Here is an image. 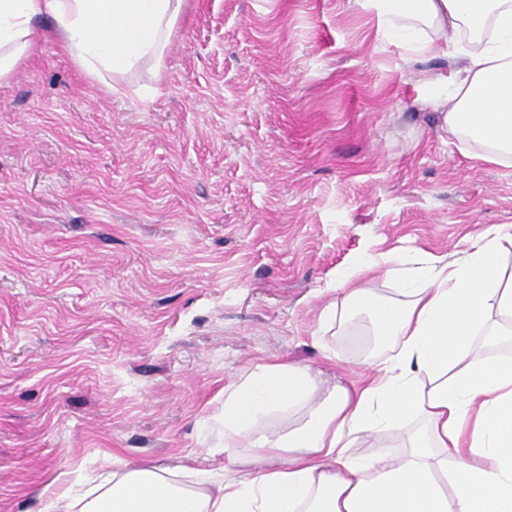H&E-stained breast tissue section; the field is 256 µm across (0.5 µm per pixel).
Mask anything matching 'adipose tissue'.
I'll return each instance as SVG.
<instances>
[{
    "mask_svg": "<svg viewBox=\"0 0 512 512\" xmlns=\"http://www.w3.org/2000/svg\"><path fill=\"white\" fill-rule=\"evenodd\" d=\"M411 59L454 60L415 103L433 113L442 141L473 159L512 163V0H349ZM185 0H0V81L29 50L34 24L51 20L74 62L93 78L160 64ZM512 225L499 224L450 261L419 264L392 249L337 274L321 325L363 314L396 354L352 385L308 365L270 361L225 387L227 466L185 486L113 457L86 491L56 482L35 512H512V356H483L475 338H512V280L500 258ZM397 277L398 300L374 289ZM288 411L287 427L264 424ZM414 418L403 453L368 462L349 448ZM272 465L250 473L240 449Z\"/></svg>",
    "mask_w": 512,
    "mask_h": 512,
    "instance_id": "adipose-tissue-1",
    "label": "adipose tissue"
}]
</instances>
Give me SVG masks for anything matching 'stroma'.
Segmentation results:
<instances>
[{
  "label": "stroma",
  "instance_id": "stroma-1",
  "mask_svg": "<svg viewBox=\"0 0 512 512\" xmlns=\"http://www.w3.org/2000/svg\"><path fill=\"white\" fill-rule=\"evenodd\" d=\"M0 84V512L66 473L220 468L224 388L276 359L391 355L320 313L337 272L512 224V165L444 145L445 71L347 0H185L117 91L50 20Z\"/></svg>",
  "mask_w": 512,
  "mask_h": 512
}]
</instances>
